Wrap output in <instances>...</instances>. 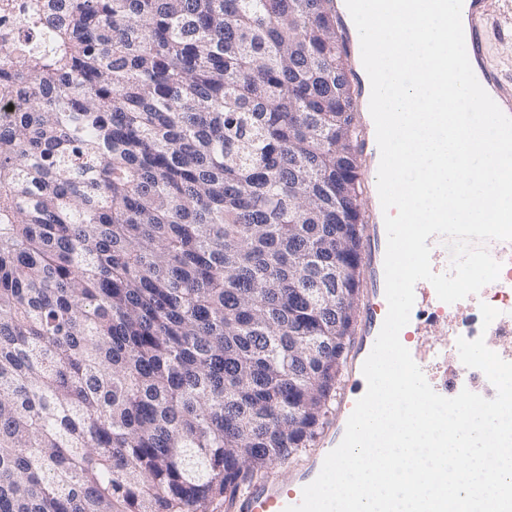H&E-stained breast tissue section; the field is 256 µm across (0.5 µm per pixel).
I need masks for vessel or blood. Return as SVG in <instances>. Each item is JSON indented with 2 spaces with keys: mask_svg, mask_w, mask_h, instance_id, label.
Returning a JSON list of instances; mask_svg holds the SVG:
<instances>
[{
  "mask_svg": "<svg viewBox=\"0 0 512 512\" xmlns=\"http://www.w3.org/2000/svg\"><path fill=\"white\" fill-rule=\"evenodd\" d=\"M512 19V8L498 6L496 0H463L462 24L467 55L473 72L500 109L512 116V78L491 66L484 53V43L489 32L502 29ZM336 28L343 46L354 66L360 67V38L345 4L336 6ZM361 98L355 108L356 125L361 135L360 173L369 190L377 188L380 151L376 142L375 126L369 111L371 84L367 73L361 72ZM387 236L381 205H373L364 218L362 257L370 288L363 307L358 339L352 346L347 365L343 390L337 400L334 420L321 434L318 449L302 468L291 471L288 477L267 479L236 494L232 500L233 512H284L286 507L299 504L303 488L319 475L325 456L343 439L347 420L356 402L365 394L367 381L362 372L363 363L369 356L388 312L385 297L384 257ZM431 248L430 262L435 273L451 270L450 254L442 238L433 236L427 240ZM488 347L497 348L499 356L512 362V306L502 308L501 314L485 333ZM411 356L421 368L427 382L438 394L453 397L469 385V368L457 366L453 375L439 373L440 364L447 359L446 344L428 350L414 347Z\"/></svg>",
  "mask_w": 512,
  "mask_h": 512,
  "instance_id": "1",
  "label": "vessel or blood"
}]
</instances>
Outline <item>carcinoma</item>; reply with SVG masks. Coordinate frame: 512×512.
<instances>
[{"instance_id": "obj_1", "label": "carcinoma", "mask_w": 512, "mask_h": 512, "mask_svg": "<svg viewBox=\"0 0 512 512\" xmlns=\"http://www.w3.org/2000/svg\"><path fill=\"white\" fill-rule=\"evenodd\" d=\"M0 30V512H210L314 436L364 216L332 0Z\"/></svg>"}]
</instances>
